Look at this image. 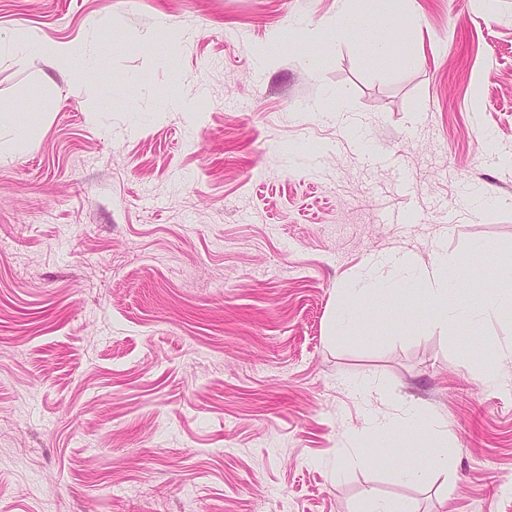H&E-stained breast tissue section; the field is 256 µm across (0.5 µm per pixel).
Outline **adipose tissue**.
Returning <instances> with one entry per match:
<instances>
[{"mask_svg": "<svg viewBox=\"0 0 512 512\" xmlns=\"http://www.w3.org/2000/svg\"><path fill=\"white\" fill-rule=\"evenodd\" d=\"M403 16V0H336V14L332 25L343 30L355 18H365L378 29L377 36L367 45V58L373 65L388 67L394 64L414 65L421 56L396 26V19ZM128 36L121 29H113L112 40L101 43L95 39L62 45L51 42L31 29L17 30L8 41L0 42V55L7 56L19 66L36 59L48 58L65 68L76 69L79 75H87L102 60L116 50L126 48ZM41 122L37 112L18 114L10 107H0V125L8 131L6 149L12 153L26 151L31 145ZM380 266L388 268L391 278H398L408 286L409 293L427 290L430 301L426 315L433 324L445 326L460 322L478 324L486 311L512 308V302L495 299L487 309L462 307L448 300V260L438 257L432 269L420 271L410 253L397 252L384 256ZM391 279H367L351 284L343 291V298L330 318L329 333L332 336H355L366 329H375L371 300L390 285ZM367 432L376 440L392 436L418 437L430 435L434 452L426 458H404L397 465L399 478L406 482L421 480L428 471L447 470L451 454V438L438 422L427 420L414 408L403 409L397 416L376 419L369 423Z\"/></svg>", "mask_w": 512, "mask_h": 512, "instance_id": "obj_1", "label": "adipose tissue"}]
</instances>
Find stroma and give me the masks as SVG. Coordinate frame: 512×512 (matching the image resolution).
Segmentation results:
<instances>
[{
    "label": "stroma",
    "mask_w": 512,
    "mask_h": 512,
    "mask_svg": "<svg viewBox=\"0 0 512 512\" xmlns=\"http://www.w3.org/2000/svg\"><path fill=\"white\" fill-rule=\"evenodd\" d=\"M335 11L0 0L2 39L182 34L174 65L133 44L92 79L0 58V102L43 115L0 154V512H512V317L444 329L400 290L377 332L328 334L395 250L428 267L446 241L454 302L512 285L491 273L512 168L479 139L512 154V0H405L417 67L371 65L360 32H326ZM287 26L295 48L259 66ZM144 73L199 110L154 111ZM406 405L447 426V474L397 478L425 440L376 459L368 420Z\"/></svg>",
    "instance_id": "35a3bbf8"
}]
</instances>
